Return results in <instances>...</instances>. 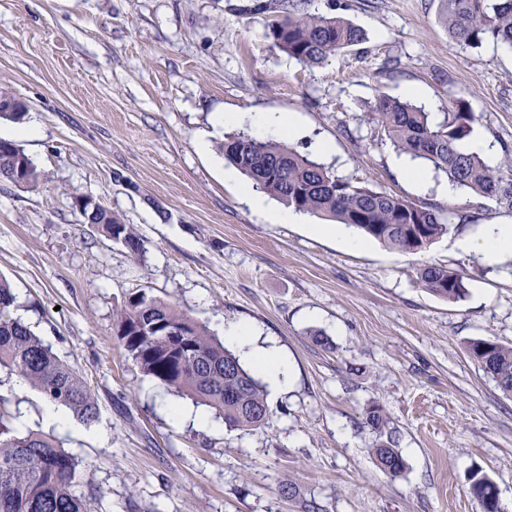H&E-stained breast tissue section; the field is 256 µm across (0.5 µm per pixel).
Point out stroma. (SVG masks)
Returning a JSON list of instances; mask_svg holds the SVG:
<instances>
[{
	"mask_svg": "<svg viewBox=\"0 0 512 512\" xmlns=\"http://www.w3.org/2000/svg\"><path fill=\"white\" fill-rule=\"evenodd\" d=\"M255 2L0 0V88L38 126L18 144L42 175L32 188L0 180V278L14 317L86 380L100 416L47 424L41 394L2 372L1 407L18 432L82 460L92 512H481L468 490L477 470L512 512V396L466 347L512 345V249L490 265L459 247L512 224V211L441 194L440 171L415 186L369 118L378 93L406 86L439 115L462 97L474 138L512 159V49L451 41L442 0H307L367 39L306 68L271 48L274 14ZM259 112L294 114L287 143L336 175L452 210L447 236L418 253L371 238L354 249L312 232L318 215L276 224L254 213L218 146ZM219 113L234 119L215 124ZM77 195L129 224L142 256L85 223ZM425 264L463 269L466 297L422 288ZM141 291L214 334L240 324L277 348L290 379L266 389L263 426L228 430L133 364L115 319ZM374 406L396 434L399 476L371 454ZM178 408L207 425L176 419Z\"/></svg>",
	"mask_w": 512,
	"mask_h": 512,
	"instance_id": "obj_1",
	"label": "stroma"
}]
</instances>
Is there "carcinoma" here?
<instances>
[{"mask_svg": "<svg viewBox=\"0 0 512 512\" xmlns=\"http://www.w3.org/2000/svg\"><path fill=\"white\" fill-rule=\"evenodd\" d=\"M282 9L283 15L269 23L267 38L272 47L305 67H316L367 39L360 27L341 16L285 5ZM444 10L448 37L456 44L512 48V0H444ZM0 98L13 102L11 111L0 112L1 119H24L26 105L6 89ZM371 117L395 148L445 172L459 188L512 211V174L496 173L479 155L463 150L476 121L466 100L458 99L454 111L440 120L410 102L382 94ZM10 145L0 139V180H10V173L21 168L25 185L40 184L41 173L32 159L7 150ZM222 150L254 188L290 208L353 226L389 248L421 251L450 229L443 210L356 185L288 144L258 138L246 127L227 135ZM84 219L101 226L130 254H142L140 238L111 211L88 210ZM464 279L463 270L443 265L419 271L422 287L448 301L465 297ZM14 302L12 288L0 279V369L29 383L85 424L97 422L98 405L83 378L12 316ZM116 327L128 357L165 391L214 409L231 430L265 423L269 409L258 380L220 340L171 304L145 292L133 294L117 315ZM468 349L500 390L512 396V346L479 338L471 340ZM371 452L384 472H403L395 437L388 436ZM488 481L477 472L471 478L470 492L484 505ZM82 485L78 460L39 432L17 433L10 416L0 411V512H91Z\"/></svg>", "mask_w": 512, "mask_h": 512, "instance_id": "1", "label": "carcinoma"}]
</instances>
